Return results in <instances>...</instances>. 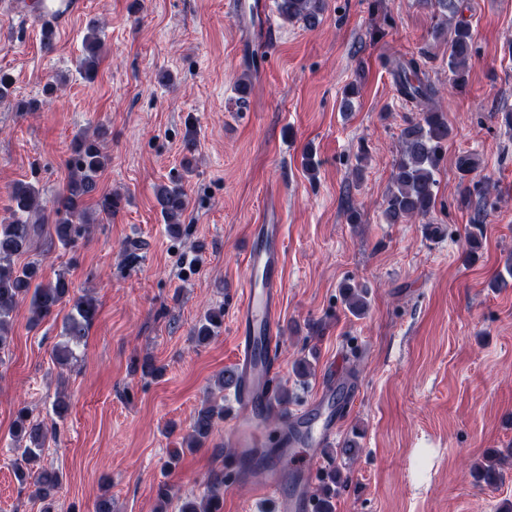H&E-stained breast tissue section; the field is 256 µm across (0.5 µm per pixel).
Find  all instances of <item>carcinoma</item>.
Segmentation results:
<instances>
[{
  "mask_svg": "<svg viewBox=\"0 0 512 512\" xmlns=\"http://www.w3.org/2000/svg\"><path fill=\"white\" fill-rule=\"evenodd\" d=\"M323 0H276L278 13L285 19L300 22L309 29L321 23ZM442 17L461 12V0H426ZM96 24L89 26L85 38L84 54L77 61L78 70L88 79L95 76L100 60V43L96 36ZM434 35L448 42V81L456 87L466 84V67L472 64L474 36L470 25L458 21L452 26L439 24ZM397 92L408 100L422 104L419 116L406 122L401 130L402 151L396 159L393 186L384 199V217L389 224H401L414 218H424L435 206L438 184L437 175L452 128L444 113L431 107L438 91L421 78L418 60L411 58L397 61L393 69ZM107 131L96 128L93 135L76 137L71 145L70 174L63 193L52 205L53 232L51 242L66 248L79 235L81 226L89 223V211L105 217L121 201L117 192H103L95 200L94 207L85 204V198L96 191L98 178L105 168L104 152ZM479 163L472 153H463L456 159V168L462 176L478 169ZM155 198L165 220L178 230L179 218L186 208V195L178 180L157 186ZM10 216L0 220V351L10 342L13 331V311L20 301H29L31 323L39 324L51 316L57 306L70 303V312L63 321V342L56 348L55 360L66 365L75 359L79 348L97 318V300L89 295L72 293V283L66 273L60 272L52 280L43 277L38 261L22 266L16 259L26 253L30 241L45 223L46 206L40 192L29 182H17L10 193ZM343 301L354 315H362L368 307V290L349 283L341 285ZM224 324V308H211L193 328L197 343L204 344L218 335ZM224 417V404L207 400L195 412L190 425L191 432L185 445L193 452L205 445L212 435L217 420ZM48 436L46 425L34 419L28 406H21L12 425L15 441V472L19 483L32 486V495L45 502L43 512H53L54 496L62 484V476L56 470L42 466V452ZM494 455L485 458L477 467L478 476L493 486L500 478ZM345 483L340 468L326 473L314 494L315 512H336V495ZM224 475L207 479L203 492L180 499L176 512H220Z\"/></svg>",
  "mask_w": 512,
  "mask_h": 512,
  "instance_id": "1",
  "label": "carcinoma"
}]
</instances>
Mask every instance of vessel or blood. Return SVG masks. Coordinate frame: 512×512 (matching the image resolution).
<instances>
[{
    "label": "vessel or blood",
    "instance_id": "1",
    "mask_svg": "<svg viewBox=\"0 0 512 512\" xmlns=\"http://www.w3.org/2000/svg\"><path fill=\"white\" fill-rule=\"evenodd\" d=\"M5 7L21 19L32 18L43 27L57 29L80 13L82 3L81 0H7ZM283 252L281 225L260 224L254 228L245 252L247 278L237 309L240 400L247 414L236 418L225 431L226 439L231 447L238 449L242 461L260 446L269 425L267 417L275 411L270 388L272 361L259 358L255 345L260 336L270 344L279 338L278 271ZM301 431L299 445L315 453L335 436L337 428L332 416L319 415L307 418ZM284 480L281 470L274 468L264 486L266 494L274 499L276 512H310L312 503L304 490L298 488L289 495L282 493Z\"/></svg>",
    "mask_w": 512,
    "mask_h": 512
}]
</instances>
